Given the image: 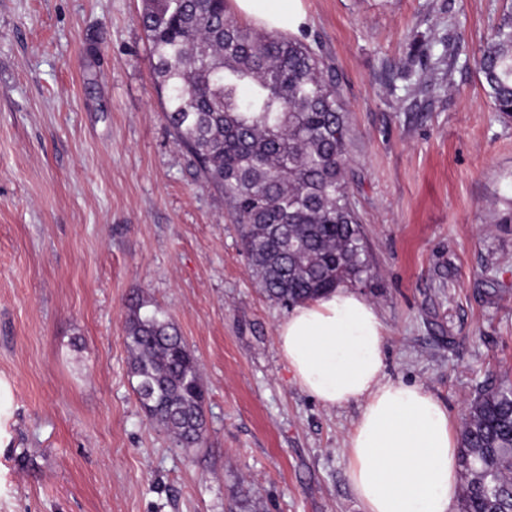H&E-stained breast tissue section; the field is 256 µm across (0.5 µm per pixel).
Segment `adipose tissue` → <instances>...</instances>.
<instances>
[{
	"instance_id": "obj_1",
	"label": "adipose tissue",
	"mask_w": 512,
	"mask_h": 512,
	"mask_svg": "<svg viewBox=\"0 0 512 512\" xmlns=\"http://www.w3.org/2000/svg\"><path fill=\"white\" fill-rule=\"evenodd\" d=\"M257 27L281 33L306 23L302 0H229ZM385 326L348 287L296 305L276 328L294 382L323 407L362 405L346 442L348 484L363 512H452L460 453L447 406L414 383L384 374Z\"/></svg>"
}]
</instances>
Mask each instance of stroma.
<instances>
[{
    "label": "stroma",
    "mask_w": 512,
    "mask_h": 512,
    "mask_svg": "<svg viewBox=\"0 0 512 512\" xmlns=\"http://www.w3.org/2000/svg\"><path fill=\"white\" fill-rule=\"evenodd\" d=\"M346 108L385 376L454 427L512 384V119L475 59L507 0H302ZM142 0H0V512H362L345 442L276 345L224 197L174 139ZM445 55L432 67L425 48ZM167 312L207 391L200 447L142 410L132 295Z\"/></svg>",
    "instance_id": "35a3bbf8"
}]
</instances>
